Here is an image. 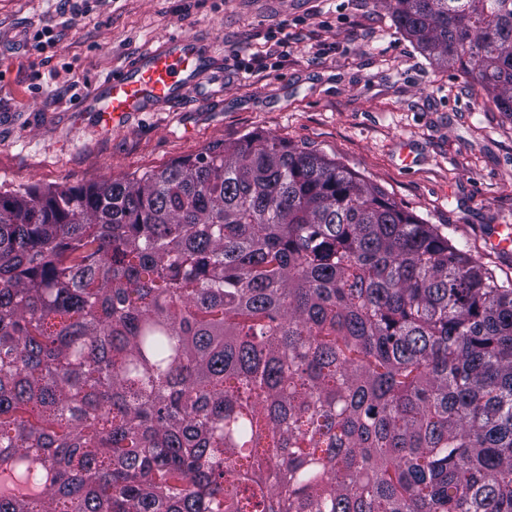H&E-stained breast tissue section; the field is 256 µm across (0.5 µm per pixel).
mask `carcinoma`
<instances>
[{
  "label": "carcinoma",
  "mask_w": 512,
  "mask_h": 512,
  "mask_svg": "<svg viewBox=\"0 0 512 512\" xmlns=\"http://www.w3.org/2000/svg\"><path fill=\"white\" fill-rule=\"evenodd\" d=\"M512 119V0H379ZM0 512H512V281L274 136L0 191Z\"/></svg>",
  "instance_id": "1"
}]
</instances>
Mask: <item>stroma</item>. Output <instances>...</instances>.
Listing matches in <instances>:
<instances>
[{
	"label": "stroma",
	"instance_id": "1",
	"mask_svg": "<svg viewBox=\"0 0 512 512\" xmlns=\"http://www.w3.org/2000/svg\"><path fill=\"white\" fill-rule=\"evenodd\" d=\"M172 33L224 55L205 100L191 91L109 132L77 111ZM249 133L344 164L512 280L493 243L512 230V119L432 67L375 0H0V188L89 186Z\"/></svg>",
	"mask_w": 512,
	"mask_h": 512
}]
</instances>
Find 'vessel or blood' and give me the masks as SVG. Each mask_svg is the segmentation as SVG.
Listing matches in <instances>:
<instances>
[{
	"label": "vessel or blood",
	"instance_id": "vessel-or-blood-1",
	"mask_svg": "<svg viewBox=\"0 0 512 512\" xmlns=\"http://www.w3.org/2000/svg\"><path fill=\"white\" fill-rule=\"evenodd\" d=\"M220 51L204 48L185 34L152 43L131 62L98 80L82 109L99 113L105 126L124 122L137 112H159L197 87L200 75L217 70Z\"/></svg>",
	"mask_w": 512,
	"mask_h": 512
}]
</instances>
